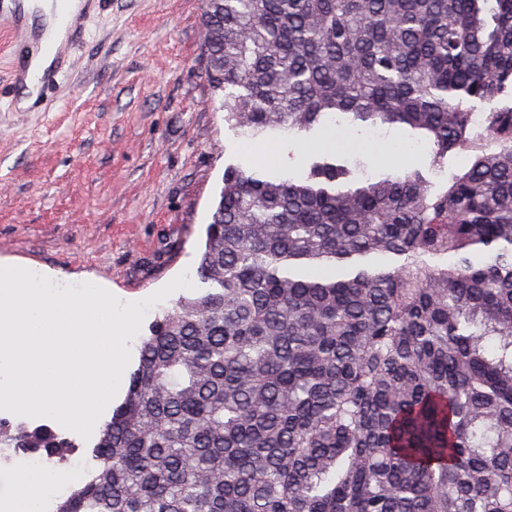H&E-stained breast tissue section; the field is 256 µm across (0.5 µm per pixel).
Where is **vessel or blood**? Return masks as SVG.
I'll use <instances>...</instances> for the list:
<instances>
[{
    "label": "vessel or blood",
    "instance_id": "b4317fda",
    "mask_svg": "<svg viewBox=\"0 0 512 512\" xmlns=\"http://www.w3.org/2000/svg\"><path fill=\"white\" fill-rule=\"evenodd\" d=\"M104 0H51L50 12L35 10L30 0H0V35L15 53L27 57V64L14 68L10 85L27 89L28 111H46L47 93L55 88L72 64L71 51L75 40L85 33L87 18L100 9ZM54 27L66 28L68 39L59 41L50 36ZM49 57L52 67L30 68V60Z\"/></svg>",
    "mask_w": 512,
    "mask_h": 512
}]
</instances>
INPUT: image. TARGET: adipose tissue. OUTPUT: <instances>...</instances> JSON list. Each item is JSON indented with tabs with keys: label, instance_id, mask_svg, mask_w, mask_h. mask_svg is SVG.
<instances>
[{
	"label": "adipose tissue",
	"instance_id": "1",
	"mask_svg": "<svg viewBox=\"0 0 512 512\" xmlns=\"http://www.w3.org/2000/svg\"><path fill=\"white\" fill-rule=\"evenodd\" d=\"M67 482V475L26 464L16 473L12 496L0 502V512H46L47 502L58 496Z\"/></svg>",
	"mask_w": 512,
	"mask_h": 512
}]
</instances>
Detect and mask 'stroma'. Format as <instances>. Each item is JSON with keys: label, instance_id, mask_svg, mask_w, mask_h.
Listing matches in <instances>:
<instances>
[{"label": "stroma", "instance_id": "stroma-1", "mask_svg": "<svg viewBox=\"0 0 512 512\" xmlns=\"http://www.w3.org/2000/svg\"><path fill=\"white\" fill-rule=\"evenodd\" d=\"M203 0H106L44 112L0 100V263L54 284L93 277L121 302L195 272L224 170L259 159L224 119L200 55ZM362 179L392 159L434 178L404 128L354 135ZM308 143L262 158L276 172L308 166Z\"/></svg>", "mask_w": 512, "mask_h": 512}]
</instances>
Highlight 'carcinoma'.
<instances>
[{"label": "carcinoma", "instance_id": "1", "mask_svg": "<svg viewBox=\"0 0 512 512\" xmlns=\"http://www.w3.org/2000/svg\"><path fill=\"white\" fill-rule=\"evenodd\" d=\"M202 27L246 141L405 126L442 180L345 190L336 147L225 170L201 291L56 512H512V0H205ZM310 148V144L290 138L281 141L274 148V151L268 153L261 161L265 162L266 166L273 171L289 175H299L308 166ZM289 152L290 157L288 156Z\"/></svg>", "mask_w": 512, "mask_h": 512}]
</instances>
